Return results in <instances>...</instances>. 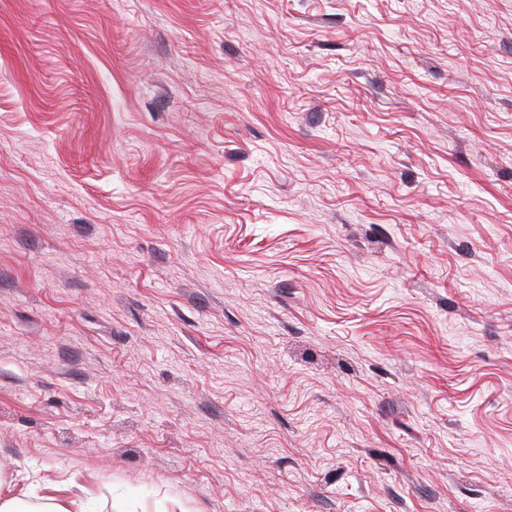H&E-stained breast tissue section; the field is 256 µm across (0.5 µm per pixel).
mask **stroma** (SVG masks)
Here are the masks:
<instances>
[{
  "instance_id": "stroma-1",
  "label": "stroma",
  "mask_w": 512,
  "mask_h": 512,
  "mask_svg": "<svg viewBox=\"0 0 512 512\" xmlns=\"http://www.w3.org/2000/svg\"><path fill=\"white\" fill-rule=\"evenodd\" d=\"M0 475L512 512V0H0Z\"/></svg>"
}]
</instances>
